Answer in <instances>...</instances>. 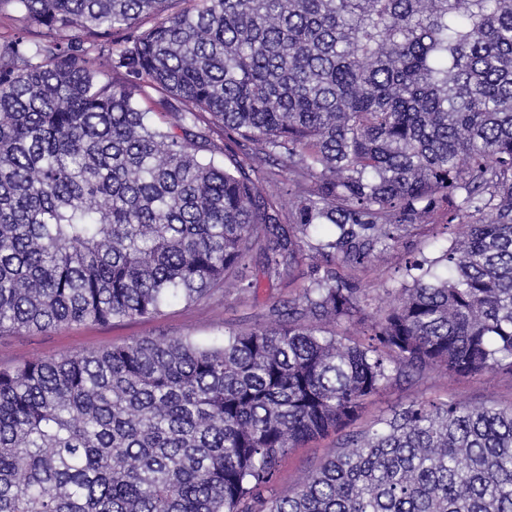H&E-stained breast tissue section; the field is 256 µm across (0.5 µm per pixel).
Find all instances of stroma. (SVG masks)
Masks as SVG:
<instances>
[{
  "label": "stroma",
  "instance_id": "1",
  "mask_svg": "<svg viewBox=\"0 0 512 512\" xmlns=\"http://www.w3.org/2000/svg\"><path fill=\"white\" fill-rule=\"evenodd\" d=\"M449 230L444 218L421 229L416 236L400 242L383 259L359 272L356 285L367 294L371 304L390 302L392 288L398 287V272L407 257H430L445 243ZM311 261H304L276 287L262 289L258 300L240 297L235 290L201 300L195 304L177 303L152 319H131L109 325L71 324L45 332L0 339V365L19 363L31 358H49L63 352H81L122 345L138 338L190 336L209 340L223 335L226 326L249 328L266 323L271 304L295 297L311 271ZM453 397L466 405L512 403V375L487 373L476 378L449 381L433 371L401 379L372 398L351 423L359 430L373 420L390 415L412 401ZM340 440L339 434L294 448L281 459L276 487L288 490L300 483L315 465Z\"/></svg>",
  "mask_w": 512,
  "mask_h": 512
}]
</instances>
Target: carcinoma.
<instances>
[{
	"mask_svg": "<svg viewBox=\"0 0 512 512\" xmlns=\"http://www.w3.org/2000/svg\"><path fill=\"white\" fill-rule=\"evenodd\" d=\"M0 336L257 296L268 321L0 366V512H512V0H0ZM234 146L215 160L210 132ZM288 222H283V207ZM456 228L363 312L352 273ZM361 339L351 341V334ZM452 396L466 405L512 403V375L508 373H487L476 378H463L447 381L433 371L414 374L402 378L400 382L383 390L372 398L344 431L309 442L300 448H293L281 459L278 466L276 487L279 492L288 490L300 483L315 465L333 448H336L343 434L360 430L373 420L388 416L412 401L427 398Z\"/></svg>",
	"mask_w": 512,
	"mask_h": 512,
	"instance_id": "obj_1",
	"label": "carcinoma"
}]
</instances>
